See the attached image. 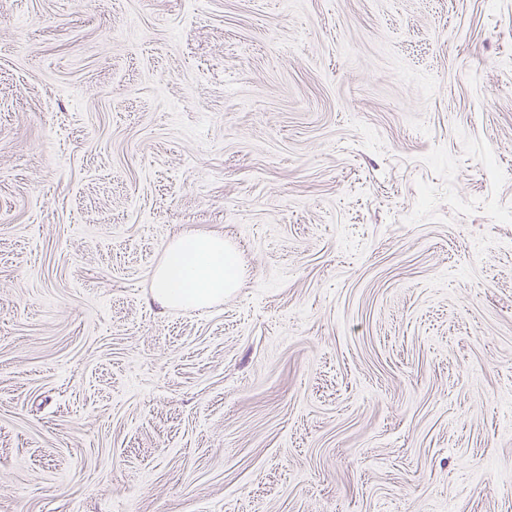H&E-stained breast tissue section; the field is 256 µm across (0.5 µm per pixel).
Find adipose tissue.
<instances>
[{"mask_svg":"<svg viewBox=\"0 0 512 512\" xmlns=\"http://www.w3.org/2000/svg\"><path fill=\"white\" fill-rule=\"evenodd\" d=\"M238 278L237 255L223 236L188 230L165 245L153 298L168 308L202 309L222 301Z\"/></svg>","mask_w":512,"mask_h":512,"instance_id":"ef3b65f1","label":"adipose tissue"}]
</instances>
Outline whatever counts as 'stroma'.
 Returning a JSON list of instances; mask_svg holds the SVG:
<instances>
[{"mask_svg":"<svg viewBox=\"0 0 512 512\" xmlns=\"http://www.w3.org/2000/svg\"><path fill=\"white\" fill-rule=\"evenodd\" d=\"M0 512H512V0H0ZM238 278L236 252L223 236L183 231L163 249L153 298L163 307L202 309L224 300Z\"/></svg>","mask_w":512,"mask_h":512,"instance_id":"stroma-1","label":"stroma"}]
</instances>
